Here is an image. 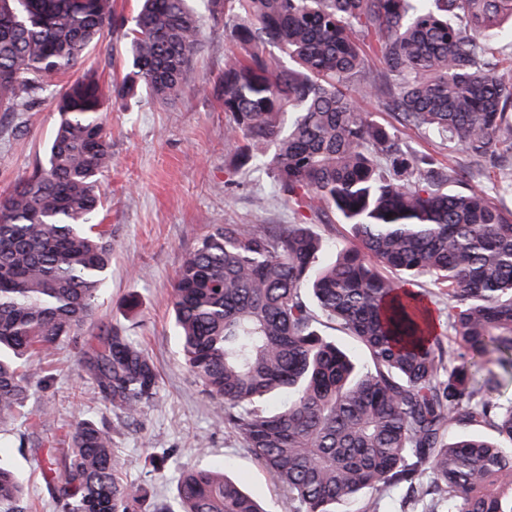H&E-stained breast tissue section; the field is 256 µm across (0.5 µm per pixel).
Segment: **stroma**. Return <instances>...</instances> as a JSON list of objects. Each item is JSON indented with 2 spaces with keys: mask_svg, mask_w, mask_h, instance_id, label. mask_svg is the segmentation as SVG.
I'll use <instances>...</instances> for the list:
<instances>
[{
  "mask_svg": "<svg viewBox=\"0 0 512 512\" xmlns=\"http://www.w3.org/2000/svg\"><path fill=\"white\" fill-rule=\"evenodd\" d=\"M225 48L223 22H207L179 99L142 97L106 114L112 167L99 184L104 222L112 232L106 287L88 332L63 342L49 362L32 361V370L48 372L50 380L33 385L25 418L0 432V458L27 480L31 512H54L38 462L46 453L62 454L81 417L106 423L123 478L152 485L158 500L170 506L178 504L184 466L223 464L265 512H288L276 481L242 438L230 426L217 425L222 403L202 394L186 368L174 328L173 286L185 253L216 224L305 222L326 245L339 248L351 245L352 238L338 217L304 221L278 197L270 173L236 169L224 109L210 85L224 68ZM123 52L122 39L106 37L85 66L110 82L123 73ZM358 104L375 113L413 154L433 156L443 169L463 163L450 144L404 128L377 99L362 98ZM55 122L54 103L47 98L23 112H0V193L42 158ZM19 123L24 132L17 135L13 129ZM259 196L268 200L265 209L254 206ZM105 326L131 336L159 370L157 397L133 425L91 400L93 379L85 360ZM154 457L164 458L162 469L153 468Z\"/></svg>",
  "mask_w": 512,
  "mask_h": 512,
  "instance_id": "1",
  "label": "stroma"
}]
</instances>
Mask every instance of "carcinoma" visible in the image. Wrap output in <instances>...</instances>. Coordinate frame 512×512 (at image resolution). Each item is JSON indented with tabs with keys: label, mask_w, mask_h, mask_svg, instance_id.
Listing matches in <instances>:
<instances>
[{
	"label": "carcinoma",
	"mask_w": 512,
	"mask_h": 512,
	"mask_svg": "<svg viewBox=\"0 0 512 512\" xmlns=\"http://www.w3.org/2000/svg\"><path fill=\"white\" fill-rule=\"evenodd\" d=\"M230 49L215 89L236 166L264 167L296 212L339 213L356 239L323 260L306 224H216L182 260L175 326L200 391L283 488L289 512H338L366 490L407 486L405 512H512V0H0V111L44 96L58 115L44 160L0 195V426L26 404L34 356L54 355L91 318L112 243L97 185L112 164L111 105L182 95L206 21ZM128 44L127 72L54 90L105 37ZM382 64L363 76L368 57ZM374 97L409 129L468 158L445 181L360 109ZM396 274L392 279L384 271ZM431 279L448 297L453 343L435 334ZM368 352L362 367L321 326ZM93 399L134 423L158 392L151 356L116 328L87 359ZM280 395L288 403L269 410ZM455 423L487 425L444 440ZM56 476L57 512H169L125 481L112 430L83 419ZM23 480L0 463V512H23ZM179 512H263L225 469L182 470Z\"/></svg>",
	"instance_id": "carcinoma-1"
}]
</instances>
